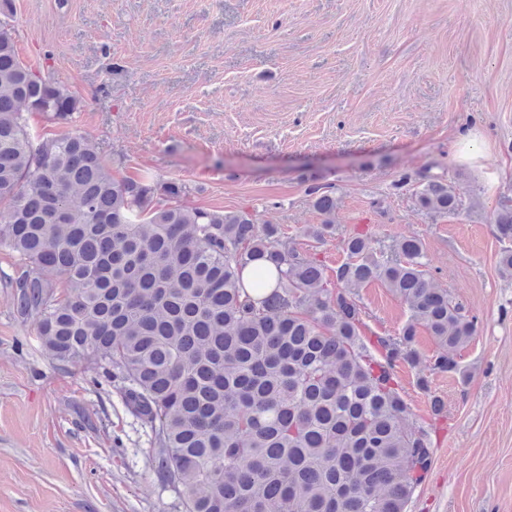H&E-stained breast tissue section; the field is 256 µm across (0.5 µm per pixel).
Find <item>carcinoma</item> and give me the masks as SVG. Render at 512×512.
Returning <instances> with one entry per match:
<instances>
[{
    "label": "carcinoma",
    "instance_id": "obj_1",
    "mask_svg": "<svg viewBox=\"0 0 512 512\" xmlns=\"http://www.w3.org/2000/svg\"><path fill=\"white\" fill-rule=\"evenodd\" d=\"M78 107L19 61L0 19V243L24 267L14 303L46 353L121 379L186 512H406L431 449L403 424L394 368L417 361L422 327L434 369L459 373L476 332L434 286L420 241L393 258L354 230L330 270L254 213L187 205L184 183L115 179L79 133L31 135L26 113L66 119ZM311 194L323 219L304 235L321 243L336 234V196ZM416 196L426 210L460 206L437 178ZM495 229L512 242V199ZM259 261L247 289L242 271ZM372 282L410 311L397 338L374 344L356 299Z\"/></svg>",
    "mask_w": 512,
    "mask_h": 512
}]
</instances>
